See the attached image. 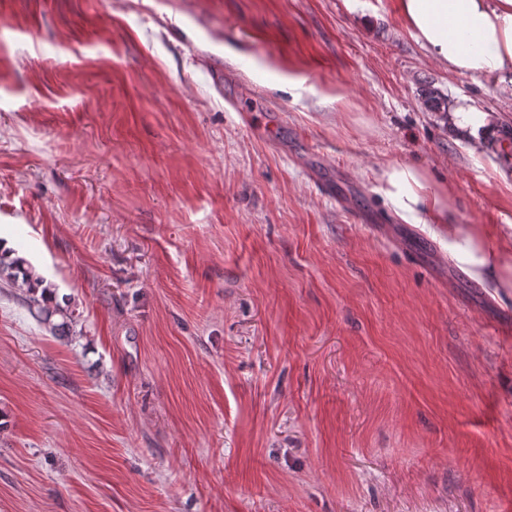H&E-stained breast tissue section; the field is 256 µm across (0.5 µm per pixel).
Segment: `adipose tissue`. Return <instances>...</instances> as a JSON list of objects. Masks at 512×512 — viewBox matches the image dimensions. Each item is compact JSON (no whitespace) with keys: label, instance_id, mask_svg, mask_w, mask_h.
I'll return each instance as SVG.
<instances>
[{"label":"adipose tissue","instance_id":"obj_1","mask_svg":"<svg viewBox=\"0 0 512 512\" xmlns=\"http://www.w3.org/2000/svg\"><path fill=\"white\" fill-rule=\"evenodd\" d=\"M396 9L430 60L460 76L493 81L512 99V0H396ZM448 124L464 132L470 150L481 153L497 140L496 113L460 104L448 112ZM380 191L403 217L428 224L447 236L452 257L471 274L499 288L507 262L488 251L461 225L448 221L441 187L413 166L390 163L378 174Z\"/></svg>","mask_w":512,"mask_h":512}]
</instances>
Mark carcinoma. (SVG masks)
<instances>
[{
    "mask_svg": "<svg viewBox=\"0 0 512 512\" xmlns=\"http://www.w3.org/2000/svg\"><path fill=\"white\" fill-rule=\"evenodd\" d=\"M5 279L13 286L25 290L31 295H40L42 303L37 305L36 317L40 322L50 325L58 336H66L75 320V311L68 305L53 303L51 286L36 276L27 261L22 257L5 260L0 256V280ZM58 316L61 322L54 323L52 318Z\"/></svg>",
    "mask_w": 512,
    "mask_h": 512,
    "instance_id": "carcinoma-1",
    "label": "carcinoma"
}]
</instances>
